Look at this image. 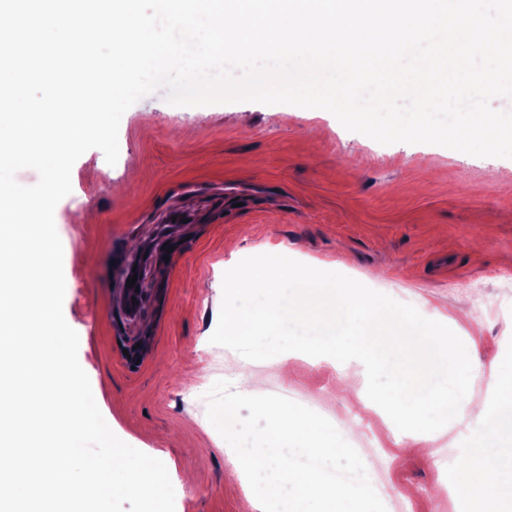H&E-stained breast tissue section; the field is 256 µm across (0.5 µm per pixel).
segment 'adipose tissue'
Returning <instances> with one entry per match:
<instances>
[{"mask_svg": "<svg viewBox=\"0 0 512 512\" xmlns=\"http://www.w3.org/2000/svg\"><path fill=\"white\" fill-rule=\"evenodd\" d=\"M258 413L269 423L261 437L264 453L245 459L237 471L264 476L274 494L287 497L288 512H369L368 504L376 492L389 498L399 496L397 488H378L367 465L351 483L331 482L318 471L296 465L293 455L298 451L310 450L324 459L344 452L335 430L304 419L298 405L266 402Z\"/></svg>", "mask_w": 512, "mask_h": 512, "instance_id": "1", "label": "adipose tissue"}]
</instances>
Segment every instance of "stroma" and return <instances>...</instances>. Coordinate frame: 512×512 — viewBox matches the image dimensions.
I'll use <instances>...</instances> for the list:
<instances>
[{
  "label": "stroma",
  "mask_w": 512,
  "mask_h": 512,
  "mask_svg": "<svg viewBox=\"0 0 512 512\" xmlns=\"http://www.w3.org/2000/svg\"><path fill=\"white\" fill-rule=\"evenodd\" d=\"M119 158L86 151L55 208L63 245V313L78 360L114 434L161 460L175 512H241L255 479L231 474L260 453L261 401H292L334 427L346 452L321 462L326 478L378 480L411 499L374 496L372 512H455L447 467L457 427L428 434L430 452L366 409L367 386L340 391L321 357L251 361L211 344L225 271L260 254L334 271L432 320L463 313L474 366L469 391L487 400L489 369L512 342V159L461 156L432 144H380L330 112L251 102L174 108L153 92L122 116ZM190 212L173 224V211ZM147 296L127 316L121 261L143 249ZM236 419L224 442L225 406Z\"/></svg>",
  "instance_id": "obj_1"
}]
</instances>
